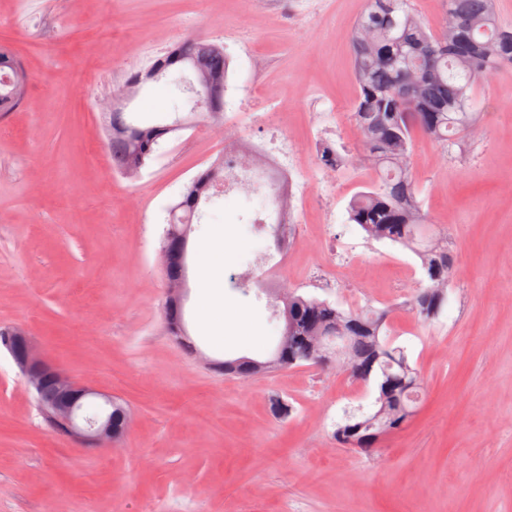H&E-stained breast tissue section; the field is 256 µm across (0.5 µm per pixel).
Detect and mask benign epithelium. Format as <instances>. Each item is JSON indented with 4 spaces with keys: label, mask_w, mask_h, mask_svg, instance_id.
I'll return each mask as SVG.
<instances>
[{
    "label": "benign epithelium",
    "mask_w": 512,
    "mask_h": 512,
    "mask_svg": "<svg viewBox=\"0 0 512 512\" xmlns=\"http://www.w3.org/2000/svg\"><path fill=\"white\" fill-rule=\"evenodd\" d=\"M13 335L17 347L11 349L10 357L28 385L39 392L45 383L52 384L53 394L42 405V412L52 419L60 434L78 440L87 448H101L116 442L118 434L112 430L109 414L112 397H103V413L97 419H85L81 406L96 396V392L63 374L37 350L24 329H14Z\"/></svg>",
    "instance_id": "7a95c632"
}]
</instances>
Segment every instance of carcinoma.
Returning a JSON list of instances; mask_svg holds the SVG:
<instances>
[{
  "mask_svg": "<svg viewBox=\"0 0 512 512\" xmlns=\"http://www.w3.org/2000/svg\"><path fill=\"white\" fill-rule=\"evenodd\" d=\"M494 4L447 0V23L437 31L423 22L412 0H369L351 30L357 85L351 118L360 136V161L374 170L376 182L349 201L348 223L358 225L369 241L398 244L417 256L423 278L405 306L424 322L437 319L445 307L455 256L447 233L429 222L418 198L410 164L413 138L420 131L449 151L477 124L479 83L512 66V28L498 22ZM228 75L223 45L186 37L149 67L135 70L126 84L133 97L147 84L165 79L175 92L173 112L188 107L192 114L221 120ZM26 80L17 57L0 44V112L19 105ZM109 125L112 168L128 179L142 173L163 137L173 132L167 124L139 125L120 107L112 108ZM223 175L224 160L218 158L185 185L173 217L167 219L162 247L172 252L164 266L169 286L186 282L188 239L183 234L191 231L200 200L216 198L207 190ZM282 303L284 327L270 357L278 363L263 368L260 361L243 356L232 359L235 366L226 371L220 361L217 366L224 375L250 377L311 364L308 348L315 337L329 336L330 347L346 354V369L354 381L367 388L380 374L388 383L370 410L359 407L344 413L334 432L340 447L372 448L378 442L375 434L397 431L416 414L419 372L406 349L394 345L390 309L346 311L295 291ZM164 318L167 334L184 349L197 351L186 330L183 299L165 300ZM128 413L124 404L112 405V427L121 434Z\"/></svg>",
  "mask_w": 512,
  "mask_h": 512,
  "instance_id": "1",
  "label": "carcinoma"
}]
</instances>
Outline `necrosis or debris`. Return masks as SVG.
<instances>
[{"mask_svg": "<svg viewBox=\"0 0 512 512\" xmlns=\"http://www.w3.org/2000/svg\"><path fill=\"white\" fill-rule=\"evenodd\" d=\"M244 118L265 128L267 134L260 140L225 141L224 192L239 193L241 183L247 179L256 186L273 189L283 203L282 208L252 216L251 221L282 225L286 243H293L298 235L299 210L315 206L318 198L302 177L293 142L282 132L283 114L277 100L254 86L244 90L242 99H225V125H237ZM243 152L254 161L252 171H245L240 162Z\"/></svg>", "mask_w": 512, "mask_h": 512, "instance_id": "obj_1", "label": "necrosis or debris"}]
</instances>
